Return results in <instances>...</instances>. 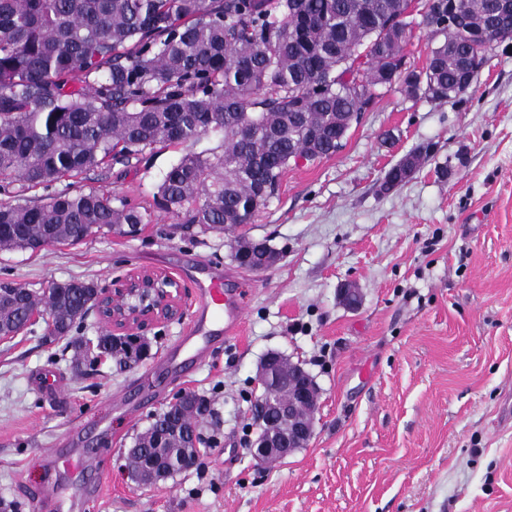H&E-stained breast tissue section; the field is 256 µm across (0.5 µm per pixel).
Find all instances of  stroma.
I'll list each match as a JSON object with an SVG mask.
<instances>
[{
  "label": "stroma",
  "instance_id": "35a3bbf8",
  "mask_svg": "<svg viewBox=\"0 0 512 512\" xmlns=\"http://www.w3.org/2000/svg\"><path fill=\"white\" fill-rule=\"evenodd\" d=\"M430 154L392 190L389 168ZM180 146L102 183L149 209L138 232L77 245L1 251L0 283L34 290L141 271L180 285L183 315L141 329L147 354L119 370H78L36 322L0 341V512H512V42L488 55L468 93L443 103L378 95L336 155L290 164L277 195L237 236L265 239L278 261L257 272L228 236L178 223L154 196ZM216 266L243 290L242 332L187 375L160 367L196 310L182 262ZM357 289L346 307L342 288ZM278 351L320 392L314 433L288 458L257 461L250 406L257 368ZM53 374L58 393L40 381ZM185 391L211 416L196 468L142 486L124 456ZM81 430L95 468L45 464Z\"/></svg>",
  "mask_w": 512,
  "mask_h": 512
}]
</instances>
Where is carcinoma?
I'll return each mask as SVG.
<instances>
[{
    "mask_svg": "<svg viewBox=\"0 0 512 512\" xmlns=\"http://www.w3.org/2000/svg\"><path fill=\"white\" fill-rule=\"evenodd\" d=\"M499 0H460L464 17L493 18ZM412 0H0V188L45 190L99 168L124 172L161 147L185 153L163 175L158 207L181 224L225 233L252 223L290 161L342 148L378 87L413 100L465 95L480 43L448 32L441 0H424L422 25L441 34L426 67L399 70ZM365 60V74L353 73ZM222 134L221 151H196ZM393 165L384 184L406 181L423 153ZM151 222L114 190H68L33 203H0V250L78 244ZM90 280L39 293L0 283V333L47 313L46 339L66 341L88 367L103 356L128 366L131 344L73 335L95 309ZM207 401L193 393L166 407L136 437L130 466L170 465L172 451L202 444Z\"/></svg>",
    "mask_w": 512,
    "mask_h": 512,
    "instance_id": "obj_1",
    "label": "carcinoma"
}]
</instances>
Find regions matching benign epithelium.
<instances>
[{"instance_id":"1","label":"benign epithelium","mask_w":512,"mask_h":512,"mask_svg":"<svg viewBox=\"0 0 512 512\" xmlns=\"http://www.w3.org/2000/svg\"><path fill=\"white\" fill-rule=\"evenodd\" d=\"M178 295L179 284L172 277L143 271L119 281V286L110 291L100 289L97 312L109 333L136 344L139 337L132 330L179 316ZM277 369L278 356L267 354L258 369L259 383H271ZM318 398V386L306 374L298 375L288 385V402L276 393L261 397L259 407L268 410L272 418L258 427L254 456L260 461L285 458L305 447L313 434Z\"/></svg>"}]
</instances>
